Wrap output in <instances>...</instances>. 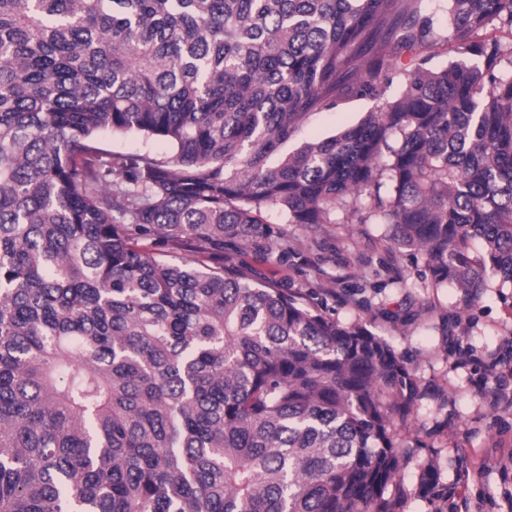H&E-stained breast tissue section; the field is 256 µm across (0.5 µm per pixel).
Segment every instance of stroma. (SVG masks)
I'll return each mask as SVG.
<instances>
[{
  "label": "stroma",
  "mask_w": 512,
  "mask_h": 512,
  "mask_svg": "<svg viewBox=\"0 0 512 512\" xmlns=\"http://www.w3.org/2000/svg\"><path fill=\"white\" fill-rule=\"evenodd\" d=\"M372 102L351 99L312 114L300 139H323L360 121ZM270 234L225 240L224 261L253 284L288 289L310 310L362 322L402 355L417 377L411 416L395 432L401 471L389 489L396 512H507L512 470L502 471L494 442L512 448V409L492 402V362L512 365V287L491 281L480 303L460 305L456 286L429 287L421 253L404 249L381 224L281 223L265 211ZM287 261H279L280 249Z\"/></svg>",
  "instance_id": "stroma-1"
}]
</instances>
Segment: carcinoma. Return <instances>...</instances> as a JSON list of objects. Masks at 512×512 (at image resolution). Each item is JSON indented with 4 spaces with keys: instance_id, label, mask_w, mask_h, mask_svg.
Here are the masks:
<instances>
[{
    "instance_id": "carcinoma-1",
    "label": "carcinoma",
    "mask_w": 512,
    "mask_h": 512,
    "mask_svg": "<svg viewBox=\"0 0 512 512\" xmlns=\"http://www.w3.org/2000/svg\"><path fill=\"white\" fill-rule=\"evenodd\" d=\"M446 13L0 0V512H393L415 374L223 264L224 239L267 237L268 209L342 214L422 251L467 307L512 284V0ZM442 43L460 59L432 69ZM347 99L376 106L284 152ZM102 140L106 147L114 153H135L149 150L158 157H163L168 153V148L164 142L157 139L147 140L136 134L105 135Z\"/></svg>"
}]
</instances>
